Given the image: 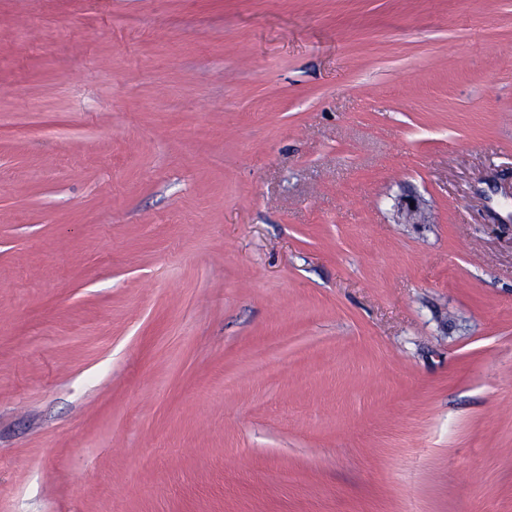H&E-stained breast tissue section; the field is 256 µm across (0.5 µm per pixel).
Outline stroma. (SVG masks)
Listing matches in <instances>:
<instances>
[{
    "label": "stroma",
    "instance_id": "1",
    "mask_svg": "<svg viewBox=\"0 0 512 512\" xmlns=\"http://www.w3.org/2000/svg\"><path fill=\"white\" fill-rule=\"evenodd\" d=\"M0 512H512V0H0Z\"/></svg>",
    "mask_w": 512,
    "mask_h": 512
}]
</instances>
